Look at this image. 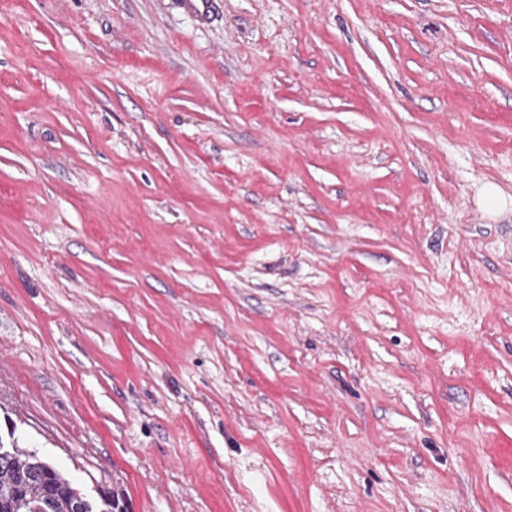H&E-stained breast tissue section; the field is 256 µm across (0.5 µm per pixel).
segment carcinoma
I'll use <instances>...</instances> for the list:
<instances>
[{"instance_id":"cac0c4a2","label":"carcinoma","mask_w":512,"mask_h":512,"mask_svg":"<svg viewBox=\"0 0 512 512\" xmlns=\"http://www.w3.org/2000/svg\"><path fill=\"white\" fill-rule=\"evenodd\" d=\"M13 451L0 457V512H115L123 500L102 493L86 503L81 488L35 451L12 440Z\"/></svg>"}]
</instances>
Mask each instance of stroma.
Masks as SVG:
<instances>
[{
	"label": "stroma",
	"mask_w": 512,
	"mask_h": 512,
	"mask_svg": "<svg viewBox=\"0 0 512 512\" xmlns=\"http://www.w3.org/2000/svg\"><path fill=\"white\" fill-rule=\"evenodd\" d=\"M11 427L128 512H512V0H0Z\"/></svg>",
	"instance_id": "35a3bbf8"
}]
</instances>
